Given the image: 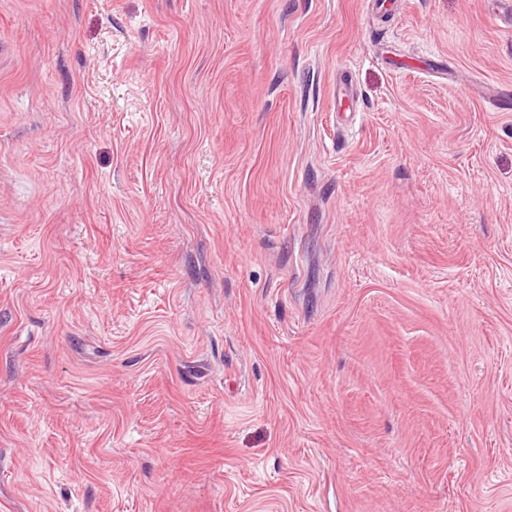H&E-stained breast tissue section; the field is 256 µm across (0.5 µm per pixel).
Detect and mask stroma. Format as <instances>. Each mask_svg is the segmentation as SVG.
<instances>
[{"label": "stroma", "mask_w": 512, "mask_h": 512, "mask_svg": "<svg viewBox=\"0 0 512 512\" xmlns=\"http://www.w3.org/2000/svg\"><path fill=\"white\" fill-rule=\"evenodd\" d=\"M0 512H512V0H0Z\"/></svg>", "instance_id": "obj_1"}]
</instances>
